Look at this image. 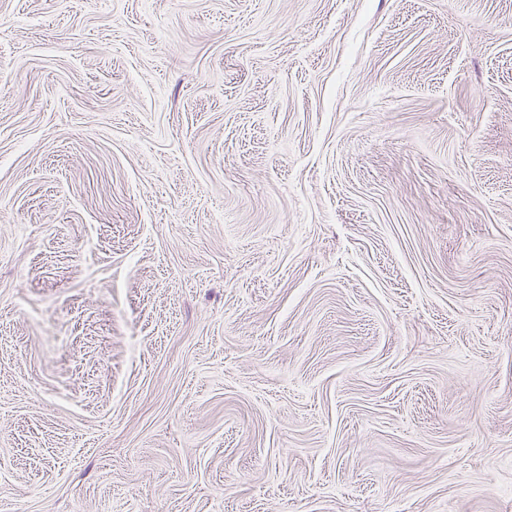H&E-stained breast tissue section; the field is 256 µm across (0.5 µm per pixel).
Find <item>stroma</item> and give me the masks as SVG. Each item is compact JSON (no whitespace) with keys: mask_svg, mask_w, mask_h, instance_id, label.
<instances>
[{"mask_svg":"<svg viewBox=\"0 0 512 512\" xmlns=\"http://www.w3.org/2000/svg\"><path fill=\"white\" fill-rule=\"evenodd\" d=\"M0 512H512V0H0Z\"/></svg>","mask_w":512,"mask_h":512,"instance_id":"35a3bbf8","label":"stroma"}]
</instances>
